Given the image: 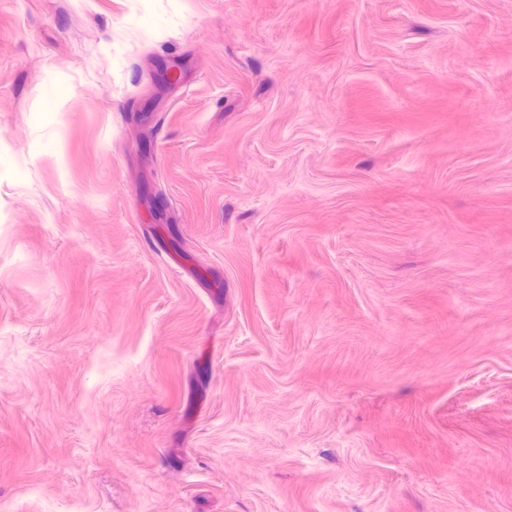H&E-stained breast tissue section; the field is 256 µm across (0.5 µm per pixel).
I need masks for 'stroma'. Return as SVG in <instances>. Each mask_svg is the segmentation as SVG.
I'll return each mask as SVG.
<instances>
[{
    "mask_svg": "<svg viewBox=\"0 0 512 512\" xmlns=\"http://www.w3.org/2000/svg\"><path fill=\"white\" fill-rule=\"evenodd\" d=\"M0 156V512H512V0H0Z\"/></svg>",
    "mask_w": 512,
    "mask_h": 512,
    "instance_id": "35a3bbf8",
    "label": "stroma"
}]
</instances>
